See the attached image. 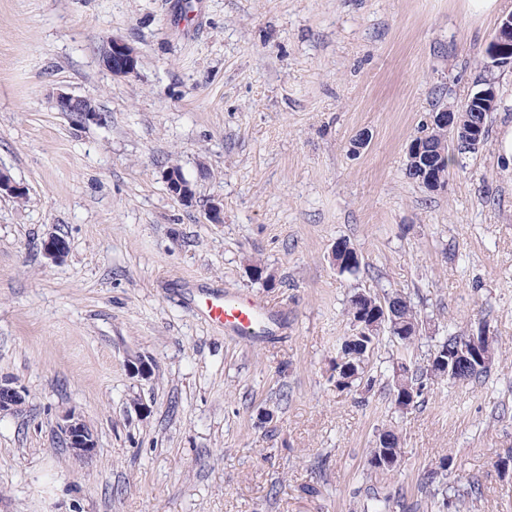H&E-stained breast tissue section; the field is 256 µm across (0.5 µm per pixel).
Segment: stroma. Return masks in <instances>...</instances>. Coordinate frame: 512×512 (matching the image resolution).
Here are the masks:
<instances>
[{"mask_svg":"<svg viewBox=\"0 0 512 512\" xmlns=\"http://www.w3.org/2000/svg\"><path fill=\"white\" fill-rule=\"evenodd\" d=\"M183 2L0 0V169L26 188L0 196V378L27 393L0 414V512H362L395 491L429 512L418 485L445 454L449 483L483 486L470 512H512L497 466L512 450V166L497 148L512 68L490 73L486 144L445 190L405 171L428 114L489 74L498 16L465 0ZM114 38L135 51L130 76L103 64ZM59 92L101 120L59 111ZM172 166L192 204L170 194ZM52 235L63 262L44 255ZM339 239L358 276L332 266ZM257 260L277 287L250 278ZM187 280L279 307L280 328L240 343L197 315ZM357 290L420 310L415 358L484 321L502 354L484 382L428 385L404 413L392 345L370 358L369 391L336 390L327 370ZM140 355L151 380L128 371ZM70 410L96 435L85 463L54 432ZM390 426L400 461L367 474Z\"/></svg>","mask_w":512,"mask_h":512,"instance_id":"35a3bbf8","label":"stroma"}]
</instances>
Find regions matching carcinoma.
<instances>
[{
	"mask_svg": "<svg viewBox=\"0 0 512 512\" xmlns=\"http://www.w3.org/2000/svg\"><path fill=\"white\" fill-rule=\"evenodd\" d=\"M488 110H477L470 105L456 113L464 128L479 123L488 129ZM349 242L336 252V269L342 275L356 276L362 259L348 249ZM346 314L349 330L340 337L336 359L332 362L328 381L341 391H356L361 385L371 386L372 377L366 376V361L379 347L383 337L396 346L392 359L391 399L400 410H408L424 402V390L434 381H452L459 378L473 383L488 376L501 348L490 336V325L451 333L438 341L428 358L419 363L412 359L410 348L423 331L421 313L410 300L398 292L381 296L356 291L347 300ZM401 456V439L394 428L380 431L374 448L366 457V466L372 471H391ZM455 468V459L445 455L435 462L425 477L423 489L431 512H461L467 503L482 496L480 487L467 488L447 483L448 473ZM399 501L384 494L371 498L366 512H396Z\"/></svg>",
	"mask_w": 512,
	"mask_h": 512,
	"instance_id": "cac0c4a2",
	"label": "carcinoma"
}]
</instances>
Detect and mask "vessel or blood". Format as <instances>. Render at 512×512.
I'll return each instance as SVG.
<instances>
[{
	"mask_svg": "<svg viewBox=\"0 0 512 512\" xmlns=\"http://www.w3.org/2000/svg\"><path fill=\"white\" fill-rule=\"evenodd\" d=\"M196 309L205 321L245 343L273 332L281 322V315L274 308L218 289L203 290Z\"/></svg>",
	"mask_w": 512,
	"mask_h": 512,
	"instance_id": "obj_1",
	"label": "vessel or blood"
}]
</instances>
